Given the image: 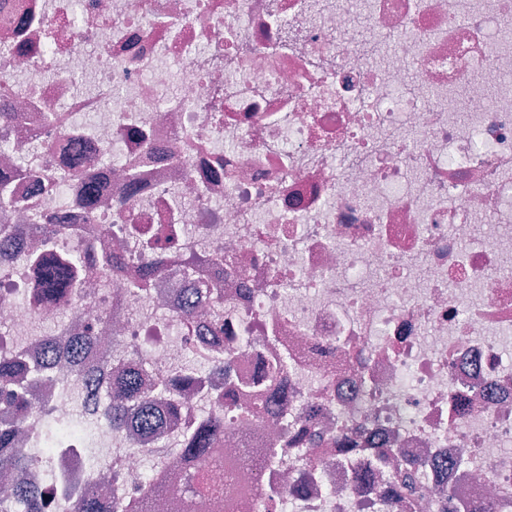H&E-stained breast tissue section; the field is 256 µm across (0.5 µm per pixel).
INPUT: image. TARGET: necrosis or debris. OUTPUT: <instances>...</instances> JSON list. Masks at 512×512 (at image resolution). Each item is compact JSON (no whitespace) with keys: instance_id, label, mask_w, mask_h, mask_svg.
<instances>
[{"instance_id":"necrosis-or-debris-1","label":"necrosis or debris","mask_w":512,"mask_h":512,"mask_svg":"<svg viewBox=\"0 0 512 512\" xmlns=\"http://www.w3.org/2000/svg\"><path fill=\"white\" fill-rule=\"evenodd\" d=\"M0 140V354L48 369L23 422L39 464L13 479H43L51 512L72 481L133 493L149 456L157 512H380L385 443L432 472L392 512H512V0H0ZM43 225L87 258L56 313L24 266ZM202 284L221 303L185 320ZM40 321L184 376L155 401L180 403L164 438L85 405ZM282 357L268 411L229 412ZM48 411L94 430L39 448ZM206 414L230 431L196 500L167 440Z\"/></svg>"}]
</instances>
